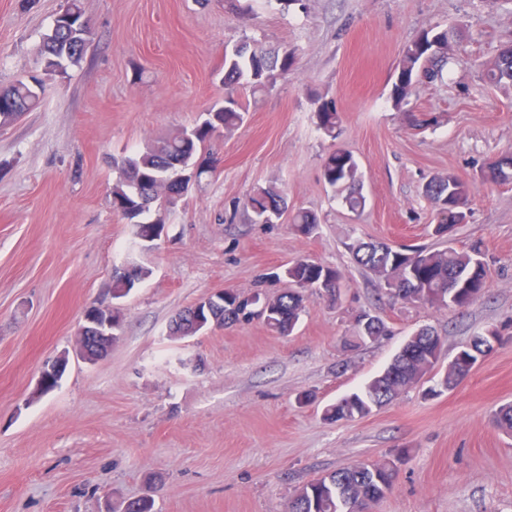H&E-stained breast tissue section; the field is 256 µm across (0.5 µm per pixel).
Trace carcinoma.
Returning <instances> with one entry per match:
<instances>
[{"instance_id":"cac0c4a2","label":"carcinoma","mask_w":512,"mask_h":512,"mask_svg":"<svg viewBox=\"0 0 512 512\" xmlns=\"http://www.w3.org/2000/svg\"><path fill=\"white\" fill-rule=\"evenodd\" d=\"M91 28L67 27L62 18L55 19L53 27L43 37L40 49L45 69L65 74L67 66L77 65L83 59ZM448 42V31L426 29L408 42L397 64L392 85L395 106L407 103L417 83H434L443 79L451 59L448 51L435 46ZM295 49L283 46L268 49L258 43L243 41L224 54V101L214 105L202 121L183 130L180 136L157 141L143 150L115 162L121 172L112 186V208L135 228L138 239L145 238L149 222L145 221L151 208L160 204L156 188L167 183L175 187L179 176L191 172L199 156L212 137L230 130L244 120L247 108L242 94L269 88L276 75L284 74L293 65ZM486 81L505 90L512 88V59L484 70ZM39 100L36 87L19 81L0 92V126L14 120L13 106L22 103L33 109ZM318 126L325 134L335 136L340 116L333 102L316 99ZM512 175V153L499 154L489 159L481 173L486 183L496 184ZM325 183L337 190L342 203L352 212H359L366 204L359 177V164L352 153L336 150L322 165ZM474 185L455 175L432 178L425 187V196L436 210L433 234L445 238L461 221L457 204L468 203ZM248 207L257 224H272L288 212L287 197L273 187H258L248 196ZM293 229L303 235L312 234L318 224L316 215L297 210L290 216ZM357 263L372 272L382 270L394 279L388 293L408 304H424L436 308H464L481 298L487 290L486 271L480 253L450 247L432 251L424 247L375 244L355 239L346 244ZM288 279L293 287L270 300L272 312L261 318L269 330L285 335L291 333L304 311L306 293H316L310 287L314 282L324 283L321 296L334 302L340 295L343 273L334 267L309 259H299L278 272L267 274V279ZM243 294L231 291L224 300L211 306L210 312L194 318L185 308L169 324L173 336H194L212 325L231 327L241 323L239 316ZM434 332L428 328L413 333L402 343L389 364L363 386L326 406L323 418L337 422L369 415L373 409L393 401L405 387L423 375L426 367L439 362L442 349L432 340ZM495 333L473 336L458 347L448 360V368L434 381L429 392L437 393L457 385L470 373L479 358L493 349ZM495 425L512 434V403L500 406L494 413ZM403 450L371 465L356 463L331 471L298 489L288 504V512H374L375 505L393 488L397 476V462Z\"/></svg>"}]
</instances>
